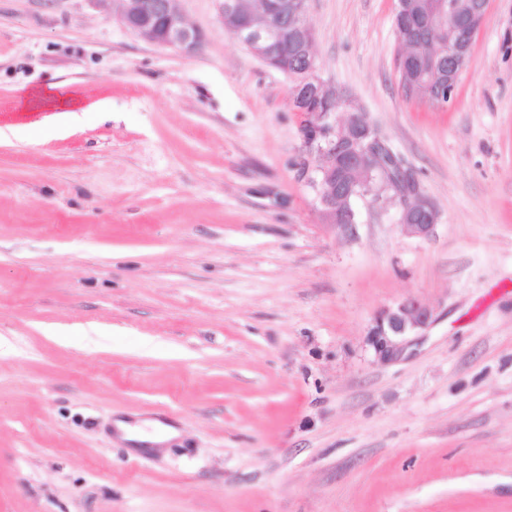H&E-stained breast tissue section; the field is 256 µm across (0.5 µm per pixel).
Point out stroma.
I'll use <instances>...</instances> for the list:
<instances>
[{
	"label": "stroma",
	"mask_w": 512,
	"mask_h": 512,
	"mask_svg": "<svg viewBox=\"0 0 512 512\" xmlns=\"http://www.w3.org/2000/svg\"><path fill=\"white\" fill-rule=\"evenodd\" d=\"M178 6L190 56L91 0H0V512H512V0L436 109L400 86L397 0H310L428 240L366 198L328 224L287 77L218 0ZM49 83L83 125L23 111ZM407 299L433 321L380 361ZM431 321V310L416 301L408 300L379 313L369 331L367 342L380 361H392L400 356L408 337Z\"/></svg>",
	"instance_id": "stroma-1"
}]
</instances>
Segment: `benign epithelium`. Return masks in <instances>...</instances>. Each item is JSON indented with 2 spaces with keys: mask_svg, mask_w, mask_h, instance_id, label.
<instances>
[{
  "mask_svg": "<svg viewBox=\"0 0 512 512\" xmlns=\"http://www.w3.org/2000/svg\"><path fill=\"white\" fill-rule=\"evenodd\" d=\"M106 10L117 3L121 25L142 40L180 50L185 55L198 51L202 32L180 12L176 0H91ZM262 20L240 21L233 37L265 65L281 72L288 67V42L296 46L295 59L303 61L311 55L313 29L308 22L310 0H261ZM488 0H472L464 12L448 11V41L439 49L424 30L411 35L416 57L428 58L439 66H448V81L439 85L435 98L444 101L457 87L461 71L458 64L471 55L473 38L487 12ZM336 85L325 81L313 62L300 68L289 95L296 111L308 114L304 126L308 144L322 159L316 176L310 180L322 213L336 230L348 234L353 230L351 200L356 196L357 179L349 178L363 168V153H369L378 169L388 174L386 189L390 203L398 209L399 224L404 233L419 240L431 239L439 220V211L425 194L411 169L395 157L387 144L373 132V125L363 112H350L336 119ZM431 321V310L408 300L379 313L369 331L367 342L381 361L400 356L408 337Z\"/></svg>",
  "mask_w": 512,
  "mask_h": 512,
  "instance_id": "benign-epithelium-1",
  "label": "benign epithelium"
}]
</instances>
